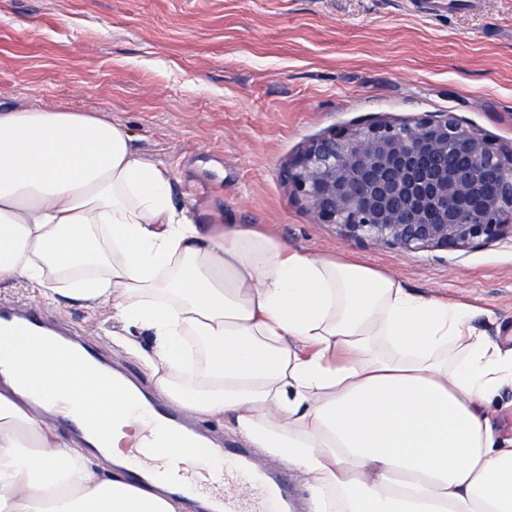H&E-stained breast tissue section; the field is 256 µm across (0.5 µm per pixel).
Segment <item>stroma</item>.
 I'll return each mask as SVG.
<instances>
[{"instance_id":"1","label":"stroma","mask_w":512,"mask_h":512,"mask_svg":"<svg viewBox=\"0 0 512 512\" xmlns=\"http://www.w3.org/2000/svg\"><path fill=\"white\" fill-rule=\"evenodd\" d=\"M20 107L108 116L196 223L367 265L512 336V241L404 254L350 241L283 179L309 141L381 118L452 112L512 143V0H0V108ZM0 302L39 305L162 402L149 333L23 283L0 285Z\"/></svg>"}]
</instances>
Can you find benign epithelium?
<instances>
[{"instance_id":"obj_1","label":"benign epithelium","mask_w":512,"mask_h":512,"mask_svg":"<svg viewBox=\"0 0 512 512\" xmlns=\"http://www.w3.org/2000/svg\"><path fill=\"white\" fill-rule=\"evenodd\" d=\"M285 179L320 223L399 253L512 239V145L451 112L334 129Z\"/></svg>"}]
</instances>
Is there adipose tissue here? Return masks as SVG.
Masks as SVG:
<instances>
[{"instance_id":"1","label":"adipose tissue","mask_w":512,"mask_h":512,"mask_svg":"<svg viewBox=\"0 0 512 512\" xmlns=\"http://www.w3.org/2000/svg\"><path fill=\"white\" fill-rule=\"evenodd\" d=\"M18 282L147 330L172 403L286 460L311 512H512V439L485 412L512 387V346L396 277L196 223L105 115L0 109V285ZM18 363L47 402L0 393V512H179L54 432L55 408L74 411L130 465L149 420L110 369L0 335V368Z\"/></svg>"}]
</instances>
